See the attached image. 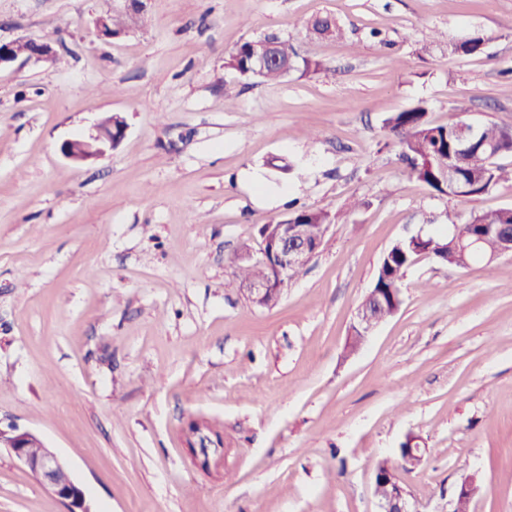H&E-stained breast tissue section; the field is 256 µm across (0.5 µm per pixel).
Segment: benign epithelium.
<instances>
[{
	"label": "benign epithelium",
	"instance_id": "1",
	"mask_svg": "<svg viewBox=\"0 0 512 512\" xmlns=\"http://www.w3.org/2000/svg\"><path fill=\"white\" fill-rule=\"evenodd\" d=\"M30 43L33 49L25 59L36 63L45 62L55 55L50 43L22 38L0 44V67L16 61L19 55L15 47ZM126 124L116 115L108 125L96 123L93 132L86 137L67 139L60 145L61 154L74 162H86L102 156L106 148L116 147L124 138ZM329 225L321 226V233L314 234L306 224H269L262 230V247L258 254L243 250L238 260H259L270 271L269 277L261 282L244 283L248 299L261 306L267 296L281 292L301 271L321 247ZM0 447L22 462L54 494L65 500L68 512H92L82 487L75 482L67 465L33 432L10 425L0 427ZM478 474L461 478L455 491L450 512H461L463 504L475 491ZM373 494L380 512H418L410 492L397 475L385 480L373 481Z\"/></svg>",
	"mask_w": 512,
	"mask_h": 512
}]
</instances>
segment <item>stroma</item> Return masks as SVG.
I'll return each mask as SVG.
<instances>
[{
  "mask_svg": "<svg viewBox=\"0 0 512 512\" xmlns=\"http://www.w3.org/2000/svg\"><path fill=\"white\" fill-rule=\"evenodd\" d=\"M112 8L0 0V43L56 49L0 68V424L38 434L92 512H379L375 468L410 436L427 454L398 476L418 512H448L470 473L471 512H512V254L417 257L399 311L344 353L394 242L512 208L507 182L432 193L384 128L420 102L437 124L512 121V0H149L109 41ZM322 15L344 39L308 31ZM268 34L332 75L225 68ZM475 35L482 54L451 53ZM112 114L116 148L63 157ZM293 202L340 219L255 306L238 256ZM0 512L68 506L0 448ZM147 0H115L119 4H123L120 9H133L137 8L142 12L146 10ZM144 14L128 13V12H114L101 15L95 21V27L98 35L103 39H114L113 36L119 37L126 34L130 28H136L144 18ZM47 39L48 36L40 39L41 42L35 39L22 38L9 43L0 44V68L3 65L9 64L16 61L20 56L16 53L15 47L18 44L30 43L33 45V49L27 56H24L26 60H33L34 62H45L51 59L55 55V50L51 43ZM269 37L250 39L239 44L228 56L224 66L237 72L241 77L257 79L263 83L280 81L287 77L279 67H270L261 76L252 72V63L255 57L263 54Z\"/></svg>",
  "mask_w": 512,
  "mask_h": 512,
  "instance_id": "stroma-1",
  "label": "stroma"
}]
</instances>
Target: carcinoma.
Returning <instances> with one entry per match:
<instances>
[{"instance_id":"obj_1","label":"carcinoma","mask_w":512,"mask_h":512,"mask_svg":"<svg viewBox=\"0 0 512 512\" xmlns=\"http://www.w3.org/2000/svg\"><path fill=\"white\" fill-rule=\"evenodd\" d=\"M143 18L142 14L114 12L112 35L119 37L127 33L129 29L137 27ZM311 26L313 34L322 38L343 37L340 25L327 15L315 18ZM267 42L266 37L242 42L229 54L224 66L244 78H255L263 83L282 80L285 75L278 67L268 68L259 77L252 72L253 60L265 52ZM483 44L482 37L473 36L453 45L452 50L469 56L481 52ZM279 53L281 58L291 60L294 73L305 76L327 71L320 59L302 54L298 46L288 39L279 40ZM384 127L398 142L400 156L407 164L410 175L439 195L453 197V187L458 181L469 186V194L473 198L501 181H512V168L495 163L499 157L512 155L511 124H483L480 139L466 151L458 150V132L449 124L433 123L427 107L421 103L389 115L384 120ZM337 221L336 214L322 210L298 209L288 216V223L310 224L314 229L320 224H335ZM501 226L512 230V208L473 210L462 223L454 225L451 235L429 236L424 238V242L416 244L409 238L395 242L381 259L373 284L384 294L385 301L364 299L361 305L366 307L375 322L387 319L392 316L395 305L402 304V279L413 259L418 256L415 249L431 253L440 263L464 269L500 250L497 230ZM477 237L483 241L480 252H466L467 242ZM266 273V267L262 264L243 263L237 268L236 276L250 281L262 279Z\"/></svg>"}]
</instances>
